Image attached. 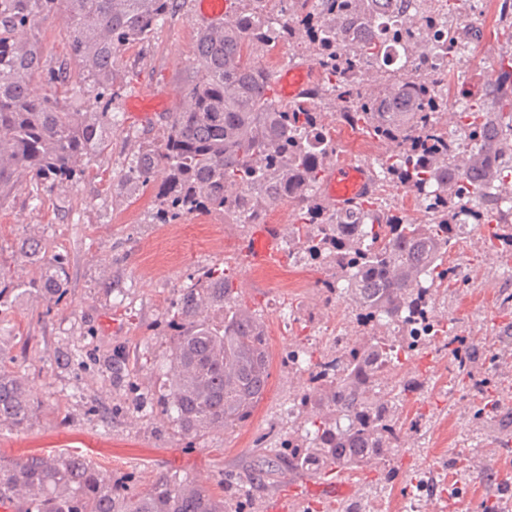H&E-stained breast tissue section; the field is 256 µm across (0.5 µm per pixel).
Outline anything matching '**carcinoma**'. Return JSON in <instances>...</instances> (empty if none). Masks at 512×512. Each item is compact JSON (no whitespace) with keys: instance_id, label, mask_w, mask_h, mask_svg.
<instances>
[{"instance_id":"1","label":"carcinoma","mask_w":512,"mask_h":512,"mask_svg":"<svg viewBox=\"0 0 512 512\" xmlns=\"http://www.w3.org/2000/svg\"><path fill=\"white\" fill-rule=\"evenodd\" d=\"M179 0H0V205L27 183L32 198L58 184L90 174L107 147L112 103L120 88L115 72L122 52L149 42ZM433 0H224V27L200 28L193 78L182 105L168 116L162 136L139 145L121 175L125 187L144 191L163 179L155 194L157 224H178L189 215L220 214L236 224H263L267 213L289 201L298 207L287 237L304 251L303 262L327 275L315 282L324 303L355 308L366 338L343 343L336 354L314 357L308 385L294 399L298 418L285 434L259 444L256 468L237 482L256 485L288 472L321 480L330 473L364 471L385 463L400 448L403 426L423 420L404 415L420 388L399 376L401 356L417 350L420 336L443 339L457 364L456 378L471 383V343L435 315L438 288L468 282L461 266L448 263L463 225L487 224V244L512 252V39L499 55L502 75L488 85L464 71L439 76L434 90L426 74L393 78L385 44L403 42L416 66L479 41L484 22L437 33L429 43L412 35L441 26ZM66 18L70 59L51 63L40 51L42 30ZM365 30L375 39L360 37ZM304 48L322 80L299 100L276 99L271 75L260 66L270 50ZM40 76L44 93L30 91ZM461 109L454 124L470 146L455 153L444 132L448 91ZM336 120L389 146L375 176L404 188L423 217L407 219L372 194L332 209L320 201L325 163L338 149L321 106ZM486 192L473 196L477 178ZM18 259L43 267L18 292L4 285L0 307L36 293L61 296L65 259L44 261L41 240L23 239ZM165 330L172 336L175 374L163 410L185 436L247 421L267 391L271 353L261 315L246 307L226 270L212 267L183 285ZM500 402L482 391L477 418ZM35 412L28 380L0 366V426L27 428ZM19 502L22 512H227L224 497L191 477L157 476L138 491L130 481L98 468L82 454L51 451L22 461L0 457V504Z\"/></svg>"}]
</instances>
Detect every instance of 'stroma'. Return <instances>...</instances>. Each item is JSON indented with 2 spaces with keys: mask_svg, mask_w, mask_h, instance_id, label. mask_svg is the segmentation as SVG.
I'll list each match as a JSON object with an SVG mask.
<instances>
[{
  "mask_svg": "<svg viewBox=\"0 0 512 512\" xmlns=\"http://www.w3.org/2000/svg\"><path fill=\"white\" fill-rule=\"evenodd\" d=\"M485 34L474 44L466 69L486 79V50L500 48L494 30L498 0H476ZM201 26L197 0L159 27L147 45L122 55L123 82L112 105L116 115L109 145L78 185L57 186L31 199L26 186L0 207V268L23 284L37 278L35 268L17 260L19 242L40 237L47 257L66 256L69 275L57 300L33 298L9 307L0 318V359L27 377L38 399L31 425L17 432L0 426V456L21 459L47 451L80 452L114 474H134L137 490L158 475L190 476L216 488L224 476H237L256 459L255 442L269 431L284 432L283 410L306 385L305 375L284 365L289 350L329 354L334 339L361 341L354 309L346 302L324 304L314 283L321 270L291 259L270 269L244 263L243 248L252 227L231 224L218 215H193L180 224L153 220L152 192L133 195L118 184L138 144L161 135L166 112L135 117L129 98L143 88L179 90L194 71V46ZM450 259L465 267L466 288H443L437 314L453 320L457 334L475 344L471 373L494 389L502 408L489 418L474 411L481 399L462 387L447 350L429 346L414 353L405 369L421 384L407 415L422 412L421 425L406 432L386 472L343 474L352 483V501L363 512H410L412 504L439 500L453 512H482L486 502L498 512H512V375L499 370L500 358L512 353V339L500 336L512 321L499 298L512 273V256L489 249L478 236L461 235ZM210 267L229 269L236 282L248 283L243 300L264 322L271 367L267 392L252 418L231 432L211 430L183 436L157 405L171 376L170 339L161 322L189 275ZM125 364L121 379L112 377V359ZM486 455L487 470L469 472L468 456ZM426 486L413 492L410 483ZM307 480L278 475L261 490L241 488L229 504L247 498L251 512L290 487L304 488L288 512H336L335 505L308 494Z\"/></svg>",
  "mask_w": 512,
  "mask_h": 512,
  "instance_id": "stroma-1",
  "label": "stroma"
}]
</instances>
